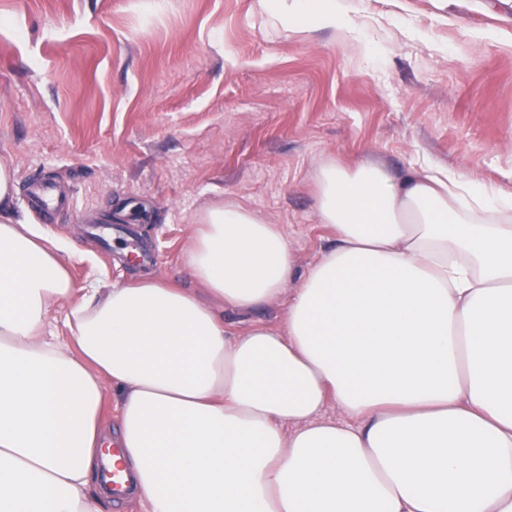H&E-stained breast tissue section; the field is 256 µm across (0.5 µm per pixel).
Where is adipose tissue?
Instances as JSON below:
<instances>
[{
  "mask_svg": "<svg viewBox=\"0 0 512 512\" xmlns=\"http://www.w3.org/2000/svg\"><path fill=\"white\" fill-rule=\"evenodd\" d=\"M260 7L295 33L349 28L336 0ZM15 188L1 161L0 512H103L108 382L147 512H512V192L327 162L316 210L336 244L298 287L284 231L228 202L185 252L196 293L75 287ZM287 289L281 330L218 311ZM62 300L67 333L46 335Z\"/></svg>",
  "mask_w": 512,
  "mask_h": 512,
  "instance_id": "1",
  "label": "adipose tissue"
}]
</instances>
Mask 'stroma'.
Wrapping results in <instances>:
<instances>
[{
  "label": "stroma",
  "mask_w": 512,
  "mask_h": 512,
  "mask_svg": "<svg viewBox=\"0 0 512 512\" xmlns=\"http://www.w3.org/2000/svg\"><path fill=\"white\" fill-rule=\"evenodd\" d=\"M352 34L299 36L257 0H0V161L73 189L44 224L76 287L149 277L185 288L196 220L234 201L288 237L298 272L335 240L323 162L394 178L451 167L512 191V0H343ZM144 223L149 265L106 256L87 223ZM289 294L226 325L284 327Z\"/></svg>",
  "instance_id": "stroma-1"
}]
</instances>
